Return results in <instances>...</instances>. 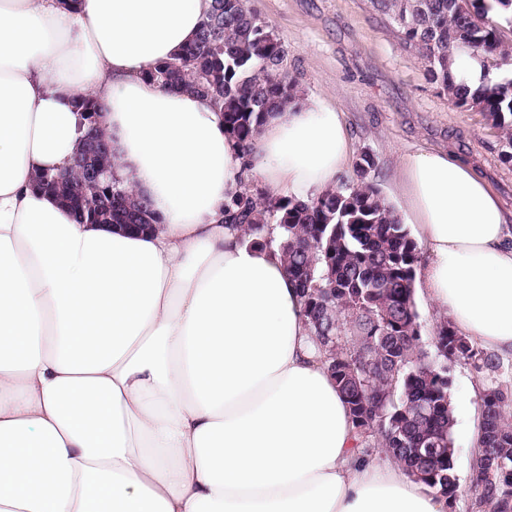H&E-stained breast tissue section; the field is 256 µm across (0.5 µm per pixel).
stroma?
Wrapping results in <instances>:
<instances>
[{
    "label": "stroma",
    "mask_w": 512,
    "mask_h": 512,
    "mask_svg": "<svg viewBox=\"0 0 512 512\" xmlns=\"http://www.w3.org/2000/svg\"><path fill=\"white\" fill-rule=\"evenodd\" d=\"M260 18L287 50L286 66L303 103L336 107L353 155L371 154L377 181L394 208L403 205L398 172L403 154L445 151L466 164L512 213V166L482 113L455 107L431 83L417 53L369 0H252ZM452 397L468 398L456 416L455 468L460 487L472 476L480 431L481 395L487 386L469 366H449Z\"/></svg>",
    "instance_id": "35a3bbf8"
}]
</instances>
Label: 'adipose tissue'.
<instances>
[{"label":"adipose tissue","instance_id":"adipose-tissue-1","mask_svg":"<svg viewBox=\"0 0 512 512\" xmlns=\"http://www.w3.org/2000/svg\"><path fill=\"white\" fill-rule=\"evenodd\" d=\"M210 0H0V512H447L361 455L277 250L224 222L248 175L303 198L335 186L336 108L291 105L242 153L209 99L148 81ZM85 98L113 175L155 231L77 223L32 178L67 168ZM417 286L512 354V225L439 151L405 155ZM78 109L83 112L84 119L87 120L86 131L85 134L88 135L87 138L91 135L93 138L104 141L106 136L102 128L100 127V123H98V117L100 116V112H102V106L90 99L82 101ZM95 125L94 127H89Z\"/></svg>","mask_w":512,"mask_h":512}]
</instances>
